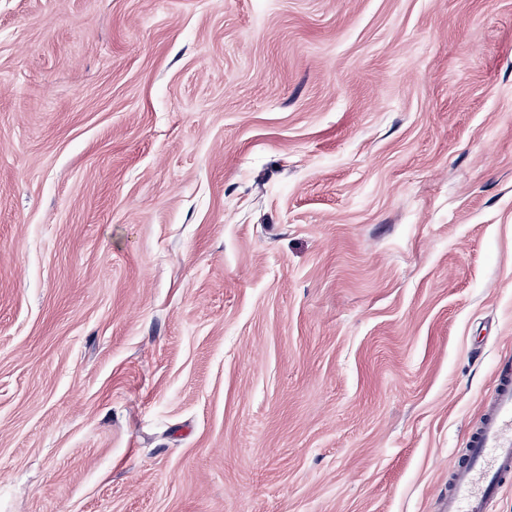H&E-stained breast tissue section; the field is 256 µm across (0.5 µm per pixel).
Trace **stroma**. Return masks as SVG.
Instances as JSON below:
<instances>
[{
    "instance_id": "stroma-1",
    "label": "stroma",
    "mask_w": 512,
    "mask_h": 512,
    "mask_svg": "<svg viewBox=\"0 0 512 512\" xmlns=\"http://www.w3.org/2000/svg\"><path fill=\"white\" fill-rule=\"evenodd\" d=\"M512 362V0H0V512H442Z\"/></svg>"
}]
</instances>
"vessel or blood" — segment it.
<instances>
[{"mask_svg":"<svg viewBox=\"0 0 512 512\" xmlns=\"http://www.w3.org/2000/svg\"><path fill=\"white\" fill-rule=\"evenodd\" d=\"M466 446L465 458L448 468L444 512H497L502 491L512 484V369L497 371Z\"/></svg>","mask_w":512,"mask_h":512,"instance_id":"obj_1","label":"vessel or blood"}]
</instances>
